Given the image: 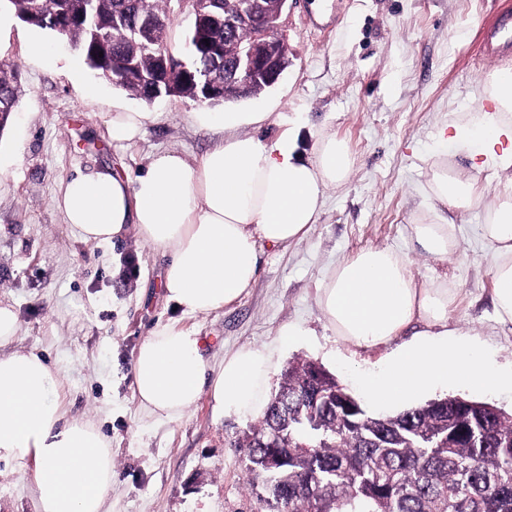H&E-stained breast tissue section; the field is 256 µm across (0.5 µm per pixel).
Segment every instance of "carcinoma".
<instances>
[{
	"mask_svg": "<svg viewBox=\"0 0 512 512\" xmlns=\"http://www.w3.org/2000/svg\"><path fill=\"white\" fill-rule=\"evenodd\" d=\"M16 17L51 31L80 52L95 72L112 68L113 84L143 101L149 86L125 79L126 65L158 69L155 47L179 0H6ZM248 0H203L221 16ZM154 20L150 37L138 31ZM229 54L257 44L240 24L226 32L198 25L189 34L188 74L175 75L166 95L195 99L193 74L204 69L224 83L212 45ZM20 71L0 69V130L16 111ZM279 448H263L271 433ZM246 460L250 494L264 512H512V413L460 397L431 400L393 415L371 413L363 401L314 362L288 364L263 416L235 440Z\"/></svg>",
	"mask_w": 512,
	"mask_h": 512,
	"instance_id": "obj_1",
	"label": "carcinoma"
}]
</instances>
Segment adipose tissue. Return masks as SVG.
<instances>
[{"label":"adipose tissue","instance_id":"adipose-tissue-1","mask_svg":"<svg viewBox=\"0 0 512 512\" xmlns=\"http://www.w3.org/2000/svg\"><path fill=\"white\" fill-rule=\"evenodd\" d=\"M498 112L472 125L439 131L429 193L439 204L433 220L412 225L411 239L438 259L454 249L449 209L476 200L470 178L449 172V141L468 145L473 168L512 169V74L498 76ZM201 126L222 138L197 164L175 150L154 152L136 176L101 167L63 181L54 198L65 223L84 241L105 243L135 225L141 240L170 256L167 296L187 311L208 314L239 299L255 282L262 246L302 240L317 224L328 187L353 168L346 143L319 134L311 157L298 151V129L268 142L243 133L239 112H197ZM494 252L493 306L512 324V196L492 208L481 227ZM447 281L417 287L405 254L369 248L340 262L323 281L317 302L326 328L357 350L391 345L382 364L367 370L363 388L372 404L400 412L448 385L479 394L512 388V363L493 365L474 334L448 325ZM410 340H402L406 330ZM278 343L244 346L208 373L196 332L154 329L134 358L135 398L150 416L176 421L210 390L220 412L263 414ZM60 373L34 352L0 353V461L25 470L35 463L33 512H107L112 448L90 423L66 419L59 403Z\"/></svg>","mask_w":512,"mask_h":512}]
</instances>
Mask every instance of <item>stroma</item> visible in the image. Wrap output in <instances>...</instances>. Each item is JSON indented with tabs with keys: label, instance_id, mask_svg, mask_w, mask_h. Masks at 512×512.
I'll return each mask as SVG.
<instances>
[{
	"label": "stroma",
	"instance_id": "obj_1",
	"mask_svg": "<svg viewBox=\"0 0 512 512\" xmlns=\"http://www.w3.org/2000/svg\"><path fill=\"white\" fill-rule=\"evenodd\" d=\"M502 0H297L283 35L291 64L260 96L225 103L227 112H267L257 134L275 139L291 123L311 156L319 132L346 142L349 179L329 188L323 215L285 249H263L259 275L224 308L192 314L163 287L165 259L135 227L108 244L89 243L65 224L53 199L62 181L99 167L144 168L160 149L198 162L217 134L194 121L196 101L132 99L94 77L83 58L46 30L16 22L0 61L18 65L20 104L0 130V301L18 317L14 350L35 351L61 371V408L97 426L112 442V512H257L235 437L247 419L219 413L209 395L177 421L146 415L134 395L133 361L159 324L198 332L209 369L246 345L274 342L294 326L301 337L282 349L276 372L297 359L322 364L356 388L364 366L386 348L353 353L336 344L317 290L339 262L362 250L391 248L409 257L414 281L447 278L451 324L478 334L487 356L512 361V327L497 323L494 254L480 226L507 194L505 175L472 169L456 146L448 165L475 180L479 199L452 212L457 247L435 260L414 250L412 224L427 218V186L442 127L472 121L491 100L495 66L478 50L479 31ZM44 43L43 57L28 44ZM150 113L128 146L107 134L110 112ZM34 468L0 462V512H31Z\"/></svg>",
	"mask_w": 512,
	"mask_h": 512
}]
</instances>
